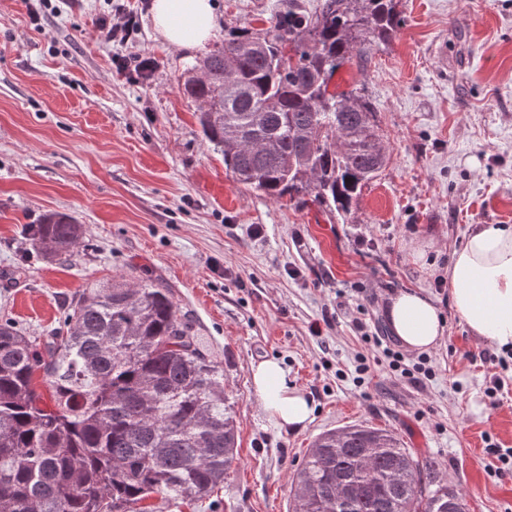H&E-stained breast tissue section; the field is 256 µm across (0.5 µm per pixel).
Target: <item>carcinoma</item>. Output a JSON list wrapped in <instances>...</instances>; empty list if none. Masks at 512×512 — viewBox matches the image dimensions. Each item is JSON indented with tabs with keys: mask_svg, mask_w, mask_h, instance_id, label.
Returning <instances> with one entry per match:
<instances>
[{
	"mask_svg": "<svg viewBox=\"0 0 512 512\" xmlns=\"http://www.w3.org/2000/svg\"><path fill=\"white\" fill-rule=\"evenodd\" d=\"M397 0H324L246 28L190 71L203 136L236 182L311 202L347 223L388 163L369 100L336 91V71L366 41H389ZM25 235L69 259L82 238L51 213ZM43 372L50 399L34 376ZM224 368L156 280L84 292L49 336L0 322V512H149L152 495L203 501L237 456ZM348 494L337 495L339 486ZM463 495L392 433L368 425L318 436L294 480L291 512H456Z\"/></svg>",
	"mask_w": 512,
	"mask_h": 512,
	"instance_id": "carcinoma-1",
	"label": "carcinoma"
}]
</instances>
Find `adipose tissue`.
Here are the masks:
<instances>
[{"label": "adipose tissue", "mask_w": 512, "mask_h": 512, "mask_svg": "<svg viewBox=\"0 0 512 512\" xmlns=\"http://www.w3.org/2000/svg\"><path fill=\"white\" fill-rule=\"evenodd\" d=\"M151 17L164 41L181 50L203 48L215 27L211 0H153ZM448 284L453 308L471 332L497 348L512 349V225L483 224L472 229L453 255ZM388 322L410 351L435 347L445 332L438 307L415 291L392 299ZM252 379L276 426L292 430L307 426L312 403L289 384L288 371L278 361L258 363Z\"/></svg>", "instance_id": "obj_1"}]
</instances>
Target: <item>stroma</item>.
Returning <instances> with one entry per match:
<instances>
[{
	"instance_id": "1",
	"label": "stroma",
	"mask_w": 512,
	"mask_h": 512,
	"mask_svg": "<svg viewBox=\"0 0 512 512\" xmlns=\"http://www.w3.org/2000/svg\"><path fill=\"white\" fill-rule=\"evenodd\" d=\"M151 2L0 0V320L44 336L99 282L170 289L224 368L238 455L210 503L155 495V512H289L315 438L353 424L435 462L468 512H512V476L486 452L512 448V372L481 358L486 344L455 314L448 284L471 229L512 225V0H399L394 37L337 73L339 89L363 88L389 154L346 224L226 172L181 90L202 53L170 47ZM212 2L217 41L322 0ZM119 5L139 29L109 42L98 23ZM138 57L152 60L149 79L119 73ZM49 213L82 224L73 261L26 240L25 225ZM403 291L427 295L445 320L428 353L436 376L417 388L374 365L357 383L358 357L375 354L363 334L396 344L386 309ZM264 360L312 400L305 429L268 419L251 378ZM497 378L502 390L486 396Z\"/></svg>"
}]
</instances>
